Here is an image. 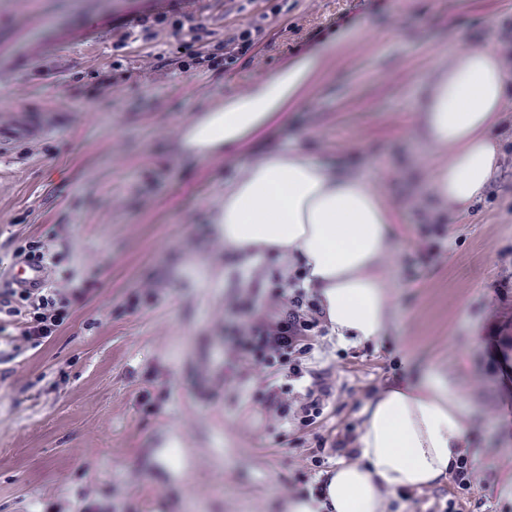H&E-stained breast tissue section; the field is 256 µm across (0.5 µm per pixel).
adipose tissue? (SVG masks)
<instances>
[{"label":"adipose tissue","mask_w":512,"mask_h":512,"mask_svg":"<svg viewBox=\"0 0 512 512\" xmlns=\"http://www.w3.org/2000/svg\"><path fill=\"white\" fill-rule=\"evenodd\" d=\"M347 40L344 33L327 39L247 95L225 100L221 111L193 126L183 150L204 160L243 147L281 112L303 103L324 61ZM511 82L492 47L457 51L427 82L415 133L436 152L429 191L437 214L465 219L495 180L500 112ZM212 222L234 257L227 274L245 283L270 263L281 277L297 272L337 345L386 337L395 317L384 267L395 211L365 176L298 148L276 151L225 182ZM361 417L355 458L328 472L321 491L288 496L285 512H390L392 495L445 483L471 443L465 396L451 375L436 369L413 382L385 384Z\"/></svg>","instance_id":"1"}]
</instances>
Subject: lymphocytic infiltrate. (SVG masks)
Instances as JSON below:
<instances>
[{
    "mask_svg": "<svg viewBox=\"0 0 512 512\" xmlns=\"http://www.w3.org/2000/svg\"><path fill=\"white\" fill-rule=\"evenodd\" d=\"M165 27L180 49L179 70L193 77L237 61L261 42L266 27L251 23L237 28L223 41L214 43L205 24L185 25L179 18L161 14L152 23L121 31L117 45L152 39L155 28ZM278 310L267 317L244 320L234 331L239 357L267 369L287 367L291 380H306L302 360L315 348L309 335L321 323L323 315L316 299L304 289L284 288L277 295ZM69 315L67 303L56 298L47 288H18L12 282L0 287V346L10 345V325L22 326L23 337L29 341L50 338ZM307 386L299 408H291L277 390H269L268 409L286 422L303 427L316 423L323 413L328 386L319 380H306Z\"/></svg>",
    "mask_w": 512,
    "mask_h": 512,
    "instance_id": "f902f5d3",
    "label": "lymphocytic infiltrate"
}]
</instances>
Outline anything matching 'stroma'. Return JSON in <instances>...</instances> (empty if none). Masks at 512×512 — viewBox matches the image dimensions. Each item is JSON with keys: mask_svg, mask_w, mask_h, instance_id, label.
<instances>
[{"mask_svg": "<svg viewBox=\"0 0 512 512\" xmlns=\"http://www.w3.org/2000/svg\"><path fill=\"white\" fill-rule=\"evenodd\" d=\"M150 0H0V116L45 108L36 142L0 149V268L26 243L69 316L50 339L0 355V512H80L88 485L112 512H282L315 485L320 447L359 429L395 375L454 376L471 409L481 467L464 512H512V85L501 113V174L465 221L419 223L433 151L413 139L416 100L456 51L512 40V0H288L262 43L232 68L186 78L158 69L169 37L113 47ZM259 5L187 9L212 41ZM336 13L326 25L323 15ZM84 40H75L76 32ZM346 31L314 92L241 151L186 157L177 129ZM118 70L114 88L99 86ZM365 175L395 209L386 258L395 319L386 339L335 347L315 336L307 367L331 387L318 422L285 424L263 403L287 370L238 362L239 304L277 308L275 276L224 282L231 257L210 215L224 181L291 147ZM438 250L425 258L421 249Z\"/></svg>", "mask_w": 512, "mask_h": 512, "instance_id": "35a3bbf8", "label": "stroma"}]
</instances>
